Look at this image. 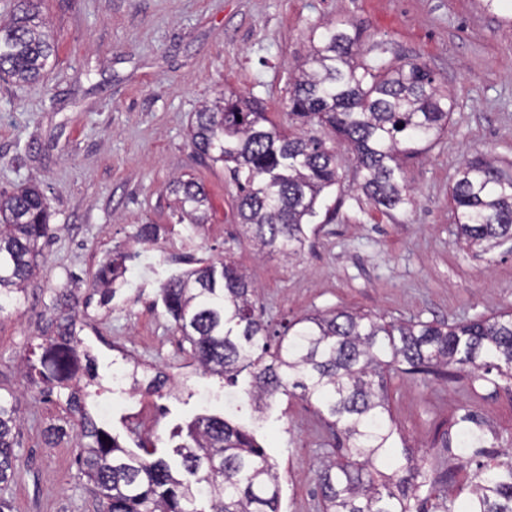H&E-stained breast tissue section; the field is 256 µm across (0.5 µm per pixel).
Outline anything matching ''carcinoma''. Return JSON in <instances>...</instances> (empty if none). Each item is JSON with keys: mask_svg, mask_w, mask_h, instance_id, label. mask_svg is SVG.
I'll use <instances>...</instances> for the list:
<instances>
[{"mask_svg": "<svg viewBox=\"0 0 512 512\" xmlns=\"http://www.w3.org/2000/svg\"><path fill=\"white\" fill-rule=\"evenodd\" d=\"M306 67L289 91L290 124L279 126L258 99L224 95L192 114L188 136L201 159L229 168L238 189L240 223L262 250L302 252L305 219L316 216L321 193L336 184V149L304 127L317 124L347 143L361 189L387 210L412 203L403 162L431 149L448 129L455 100L426 65L373 63L362 55L360 32L350 22L311 30ZM55 54L36 0H17L0 23V75L39 81ZM168 189L182 217L197 229L209 223L202 184L176 178ZM458 236L468 246L512 239V176L476 159L458 171L450 189ZM49 206L36 185L0 192V312L25 296L52 235ZM161 227L141 224L136 237L158 242ZM125 255L101 265L95 286L112 295L123 277ZM175 322L204 375L232 380L252 370L247 396L257 412L279 394H299L338 440L340 458L316 471L323 512H512V460L479 463L464 472L468 496L461 505L433 478L424 458L403 444L393 418L389 387L403 375L452 381L464 372L497 387L512 382V310L463 319L392 320L353 310L306 315L270 344L269 324L256 306V289L233 260L173 277L160 287ZM64 316L56 335L36 344L26 376L65 396L79 416L80 473L100 512H280L279 474L255 435L221 416L186 427L178 447L181 478L146 438L139 452L97 425L86 409L85 388L95 384L94 358L80 354L77 304L71 290L56 297ZM458 448L482 453L485 439L473 414L461 417ZM21 425L13 395H0V492L16 479L15 445Z\"/></svg>", "mask_w": 512, "mask_h": 512, "instance_id": "carcinoma-1", "label": "carcinoma"}]
</instances>
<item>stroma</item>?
I'll return each instance as SVG.
<instances>
[{
  "label": "stroma",
  "instance_id": "stroma-1",
  "mask_svg": "<svg viewBox=\"0 0 512 512\" xmlns=\"http://www.w3.org/2000/svg\"><path fill=\"white\" fill-rule=\"evenodd\" d=\"M58 46L35 83L0 79V190L35 183L50 208L53 235L41 245L36 275L21 303L0 312V393L19 399L18 476L14 512H97L78 472L74 439L46 445L44 428L68 425L64 404L31 387L22 360L53 335L56 294L79 297L78 337L97 358L91 415L128 449L138 434L156 438L174 459L177 428L224 412V383L198 377L158 288L190 267L228 257L259 290L270 330L329 309L388 319L455 323L512 310V240L478 255L455 236L448 189L475 158L512 166V27L477 0H40ZM348 21L387 58L427 65L456 100L448 129L428 152L407 160L411 204L386 210L358 185L352 153L337 143L336 185L309 221L300 255H259L240 224L228 169L199 160L186 136L193 112L219 94L262 100L278 124L288 122L290 78L309 51L312 26ZM201 181L211 220L197 231L179 222L166 186ZM160 225L155 249L134 235ZM125 253L126 281L109 304L92 285L105 257ZM139 365L169 378L147 396L112 384L116 366ZM241 373L237 424L251 430L276 463L282 512H322L314 469L336 443L317 425L314 407L277 395L255 412ZM390 407L407 444L441 471L473 469L471 456L443 448L467 413L482 423L486 447L512 448V396L481 380L420 375L391 382Z\"/></svg>",
  "mask_w": 512,
  "mask_h": 512
}]
</instances>
